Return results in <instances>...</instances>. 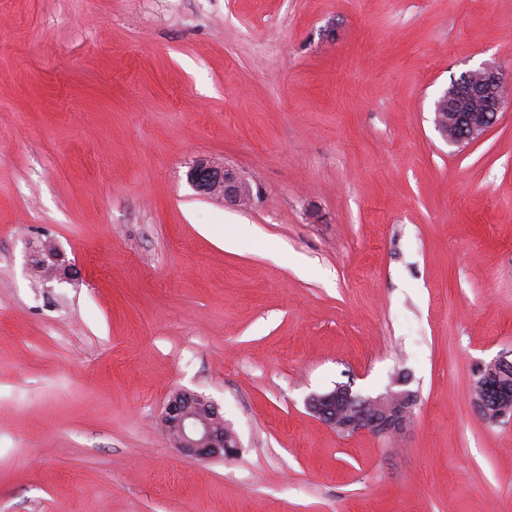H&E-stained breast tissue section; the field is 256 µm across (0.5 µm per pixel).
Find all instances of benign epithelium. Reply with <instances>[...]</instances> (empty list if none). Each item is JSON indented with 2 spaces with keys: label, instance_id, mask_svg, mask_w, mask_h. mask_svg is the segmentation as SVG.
Wrapping results in <instances>:
<instances>
[{
  "label": "benign epithelium",
  "instance_id": "7a95c632",
  "mask_svg": "<svg viewBox=\"0 0 512 512\" xmlns=\"http://www.w3.org/2000/svg\"><path fill=\"white\" fill-rule=\"evenodd\" d=\"M504 85L503 77L490 64L465 72L436 102L435 130L448 144L458 147L482 140L500 112L512 105V97L503 93ZM188 179L205 196L221 198L240 208L251 205L249 185L223 163L199 159L190 167ZM30 266L34 270L44 268L47 282H61L70 275L51 243L32 255ZM477 376L472 401L482 417L491 423L512 418V359L500 357L484 364ZM406 385V376L399 374L385 392L363 396L349 385L338 384L329 392L311 395L307 407L343 435L365 431L378 436L397 434L406 428L416 402L415 393ZM161 424L175 449L187 458L234 457L241 448L237 434L224 422L218 407L197 393H173L161 412Z\"/></svg>",
  "mask_w": 512,
  "mask_h": 512
}]
</instances>
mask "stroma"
<instances>
[{
	"instance_id": "1",
	"label": "stroma",
	"mask_w": 512,
	"mask_h": 512,
	"mask_svg": "<svg viewBox=\"0 0 512 512\" xmlns=\"http://www.w3.org/2000/svg\"><path fill=\"white\" fill-rule=\"evenodd\" d=\"M483 64L512 83V0H0V512H512L472 403L512 354V108L433 123ZM399 372L394 438L306 406ZM177 390L237 456L173 449ZM505 82L490 64L465 72L436 102L434 126L448 144L466 147L482 140L512 97L503 93ZM188 179L202 195L221 198L240 208L251 205L249 185L238 172L223 163L199 159L190 167ZM59 261V252L56 246L51 243H45L41 249L36 251V254L32 255L30 266L33 270L43 267L44 269L42 270H46L43 275L46 282L53 280L61 282L69 279L70 269Z\"/></svg>"
}]
</instances>
